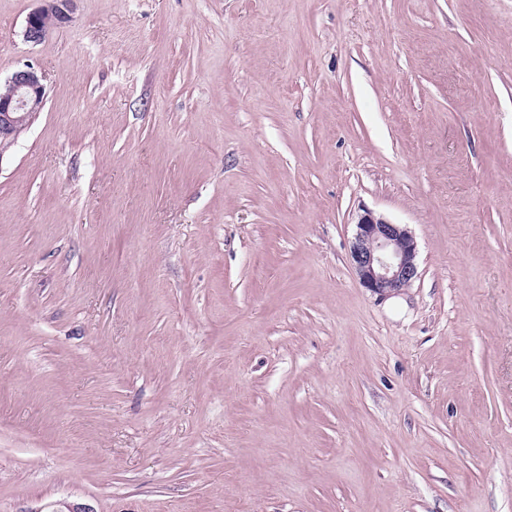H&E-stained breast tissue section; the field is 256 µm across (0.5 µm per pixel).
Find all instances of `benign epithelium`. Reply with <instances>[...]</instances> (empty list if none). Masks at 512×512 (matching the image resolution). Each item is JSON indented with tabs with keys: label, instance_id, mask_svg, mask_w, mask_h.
I'll return each instance as SVG.
<instances>
[{
	"label": "benign epithelium",
	"instance_id": "obj_1",
	"mask_svg": "<svg viewBox=\"0 0 512 512\" xmlns=\"http://www.w3.org/2000/svg\"><path fill=\"white\" fill-rule=\"evenodd\" d=\"M74 0H43L26 19L24 40L37 44L48 31L69 21ZM45 87L37 72L16 69L0 92V144L14 141L44 105ZM350 257L360 284L384 299L395 295L418 276L417 244L401 224L369 209L359 215Z\"/></svg>",
	"mask_w": 512,
	"mask_h": 512
}]
</instances>
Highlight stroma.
<instances>
[{
	"instance_id": "1",
	"label": "stroma",
	"mask_w": 512,
	"mask_h": 512,
	"mask_svg": "<svg viewBox=\"0 0 512 512\" xmlns=\"http://www.w3.org/2000/svg\"><path fill=\"white\" fill-rule=\"evenodd\" d=\"M0 0V512H512V0ZM370 209L419 275L350 263ZM42 1L44 4L26 19L23 37L29 43H40L51 28L68 22L75 0ZM37 72L24 66L16 69L0 92V144L14 141L44 105L45 87ZM359 215L350 257L360 284L381 299L398 294L418 276L417 244L402 224L370 209Z\"/></svg>"
}]
</instances>
